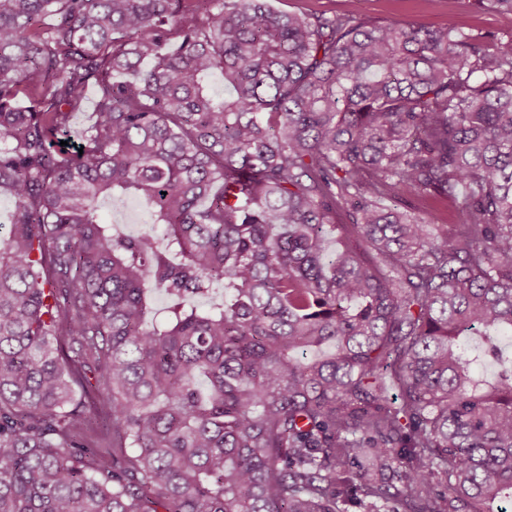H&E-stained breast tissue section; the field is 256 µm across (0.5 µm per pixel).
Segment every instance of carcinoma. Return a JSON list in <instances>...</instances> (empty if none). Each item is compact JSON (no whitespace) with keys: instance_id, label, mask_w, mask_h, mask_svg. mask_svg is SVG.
Masks as SVG:
<instances>
[{"instance_id":"1","label":"carcinoma","mask_w":512,"mask_h":512,"mask_svg":"<svg viewBox=\"0 0 512 512\" xmlns=\"http://www.w3.org/2000/svg\"><path fill=\"white\" fill-rule=\"evenodd\" d=\"M1 195L0 512H494L512 491V33L0 0ZM128 197L137 234L99 210ZM84 109L82 112L75 113L70 120L69 134L75 140L80 138V134L86 132L93 123V112L95 109L96 91L89 87L83 92Z\"/></svg>"}]
</instances>
